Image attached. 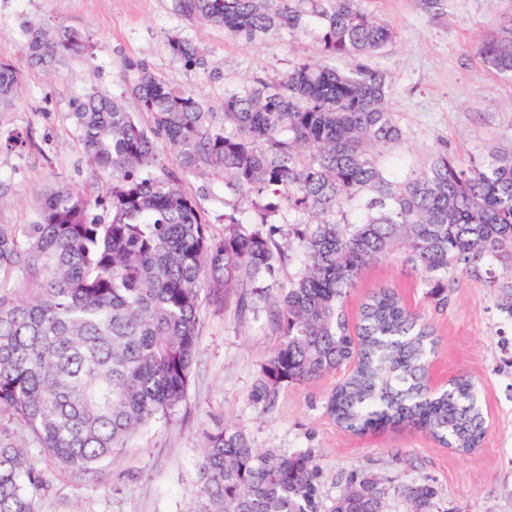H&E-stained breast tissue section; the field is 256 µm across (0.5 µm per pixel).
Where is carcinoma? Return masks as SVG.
<instances>
[{
  "mask_svg": "<svg viewBox=\"0 0 512 512\" xmlns=\"http://www.w3.org/2000/svg\"><path fill=\"white\" fill-rule=\"evenodd\" d=\"M190 20L249 42L310 19L327 60L341 71L298 62L280 78L224 97L214 112L188 87L141 66L131 87L139 111L90 92L66 120L92 176V195L64 180L41 196L34 224H0V512H39L49 489L28 452L35 446L68 472H89L144 427L171 419L192 381L203 302L228 288L270 300L280 339L261 367L255 397L349 365L327 409L343 430L363 434L400 424L462 454L485 431L476 385L460 375L429 392L431 326L392 289L373 290L358 321L344 302L369 265L396 256L448 305L458 275L502 290L512 318V153L468 166L438 155L399 175L382 159L401 138L386 77L369 57L395 38L362 0H172ZM173 55L205 61L192 43L168 37ZM91 48L68 27L29 28L26 60L47 70ZM479 54L512 77V22ZM22 73L0 60V148L27 135L4 126ZM169 145L164 160L158 140ZM208 175L234 195L217 237L186 188ZM275 197L309 221L296 232L304 271L276 290L265 285L285 253L268 232ZM309 452L261 449L242 430L204 432L200 488L188 512H385L386 488L351 474L326 506ZM411 512H434L427 484L404 489Z\"/></svg>",
  "mask_w": 512,
  "mask_h": 512,
  "instance_id": "obj_1",
  "label": "carcinoma"
}]
</instances>
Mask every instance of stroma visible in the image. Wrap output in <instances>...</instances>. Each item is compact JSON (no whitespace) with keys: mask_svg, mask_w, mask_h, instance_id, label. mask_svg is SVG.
I'll return each instance as SVG.
<instances>
[{"mask_svg":"<svg viewBox=\"0 0 512 512\" xmlns=\"http://www.w3.org/2000/svg\"><path fill=\"white\" fill-rule=\"evenodd\" d=\"M388 22L395 39L369 60L392 88L391 108L402 131L394 148L403 173L427 167L441 152L462 165L498 149H512V80L497 75L477 51L499 25L512 22V0H453L444 15L421 11L417 0H363ZM66 26L89 35L93 53L68 57L50 70L26 63L30 25ZM196 45L206 64L186 65L167 38ZM24 78L10 126L26 131L22 151L0 149V224H31L35 201L56 180L91 188L86 159L65 115L73 99L89 92L136 101L130 85L143 65L176 87H193L209 106L256 80L273 81L301 60L321 61L313 34L280 31L248 43L223 29L179 15L172 0H0V60ZM188 191L205 212L214 235L224 233L223 185L190 178ZM394 289L433 326L438 346L431 379L445 383L464 374L480 389L487 431L480 448L458 455L422 430L399 426L353 435L326 410L344 371L282 386L272 402L256 399L261 365L279 337L263 305L241 306L228 289L223 304H204L194 380L186 402L168 421L150 425L82 474L45 469L50 488L41 512H188L198 485L204 429L221 422L247 432L256 447L312 453L320 468L324 502L340 493L352 472L371 475L389 490L386 512H410L401 490L426 483L436 491L437 512H512V318L500 309L498 289L459 276L446 307L390 256L368 267L344 303L357 321L373 289Z\"/></svg>","mask_w":512,"mask_h":512,"instance_id":"1","label":"stroma"}]
</instances>
